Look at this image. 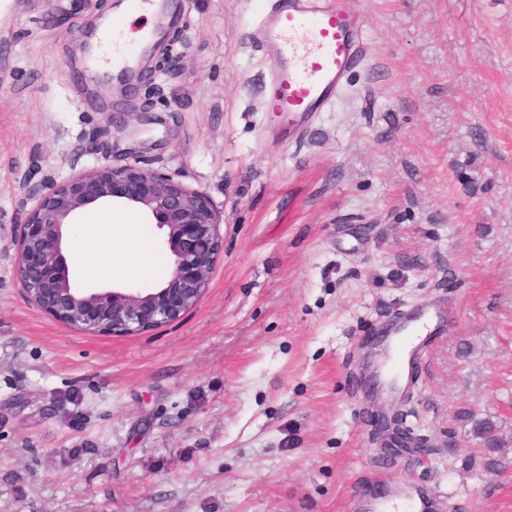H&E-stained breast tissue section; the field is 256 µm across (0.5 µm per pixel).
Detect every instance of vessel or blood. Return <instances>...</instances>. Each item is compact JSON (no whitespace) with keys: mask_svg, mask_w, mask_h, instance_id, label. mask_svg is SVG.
<instances>
[{"mask_svg":"<svg viewBox=\"0 0 512 512\" xmlns=\"http://www.w3.org/2000/svg\"><path fill=\"white\" fill-rule=\"evenodd\" d=\"M363 16L339 0H266L252 32L267 64L265 89L271 120L289 136L300 137L327 111L362 57ZM439 304L395 320L381 355V375L390 392L411 378L425 351L422 338ZM396 497L410 512H431L432 501L405 486Z\"/></svg>","mask_w":512,"mask_h":512,"instance_id":"vessel-or-blood-1","label":"vessel or blood"}]
</instances>
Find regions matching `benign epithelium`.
<instances>
[{"instance_id": "obj_1", "label": "benign epithelium", "mask_w": 512, "mask_h": 512, "mask_svg": "<svg viewBox=\"0 0 512 512\" xmlns=\"http://www.w3.org/2000/svg\"><path fill=\"white\" fill-rule=\"evenodd\" d=\"M120 202L164 231L170 274L151 289L74 287L65 228L83 210ZM224 214L201 192L164 174L104 164L48 186L16 241V275L29 301L61 325L128 336L179 320L196 307L223 252Z\"/></svg>"}]
</instances>
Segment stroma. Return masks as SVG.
I'll return each instance as SVG.
<instances>
[{"label":"stroma","mask_w":512,"mask_h":512,"mask_svg":"<svg viewBox=\"0 0 512 512\" xmlns=\"http://www.w3.org/2000/svg\"><path fill=\"white\" fill-rule=\"evenodd\" d=\"M0 25V512H358L408 484L437 512H512L466 468L472 421L512 456V0H352L366 51L298 139L264 134L261 0H178L131 94L86 34L119 0H13ZM134 164L202 192L224 249L199 304L135 336L28 301L15 237L50 184ZM472 184H463L458 169ZM128 214L164 282V233ZM443 309L386 457L364 342Z\"/></svg>","instance_id":"obj_1"}]
</instances>
